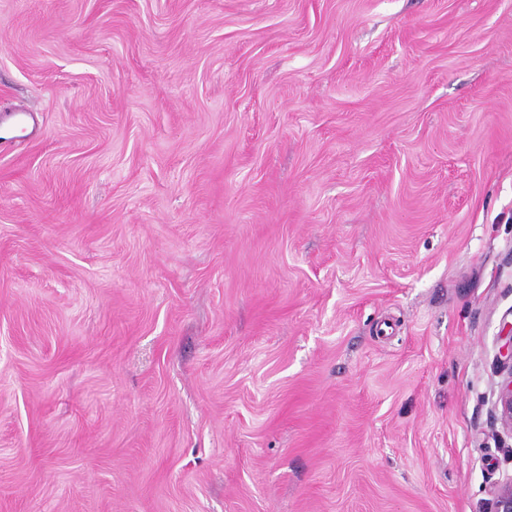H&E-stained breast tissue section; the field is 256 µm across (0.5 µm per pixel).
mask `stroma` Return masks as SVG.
Here are the masks:
<instances>
[{
	"label": "stroma",
	"instance_id": "stroma-1",
	"mask_svg": "<svg viewBox=\"0 0 512 512\" xmlns=\"http://www.w3.org/2000/svg\"><path fill=\"white\" fill-rule=\"evenodd\" d=\"M0 512H491L512 0H0Z\"/></svg>",
	"mask_w": 512,
	"mask_h": 512
}]
</instances>
